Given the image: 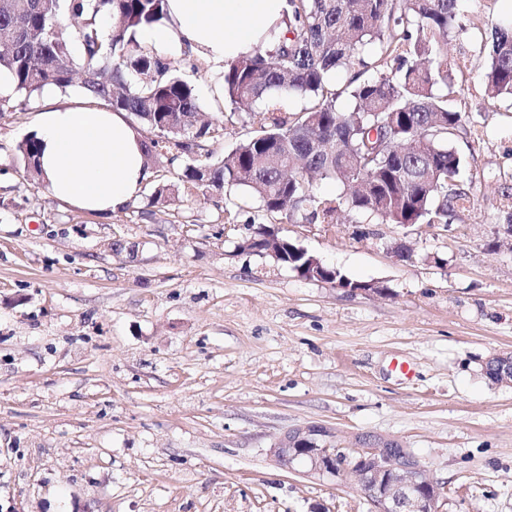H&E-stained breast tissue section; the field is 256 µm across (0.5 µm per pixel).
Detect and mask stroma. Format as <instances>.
Masks as SVG:
<instances>
[{"mask_svg": "<svg viewBox=\"0 0 512 512\" xmlns=\"http://www.w3.org/2000/svg\"><path fill=\"white\" fill-rule=\"evenodd\" d=\"M457 8L448 107L467 198L444 225L294 223L240 187L151 205L257 128L216 111L221 74L188 52L167 61L224 130L149 159L140 198L112 214L33 184L17 151L44 103L82 105L79 88L0 115V512H370L354 485L275 464L307 424L343 448L398 441L443 484L440 512H512V385L482 370L512 353V100L488 95L480 47L512 0ZM259 224L360 290L241 250Z\"/></svg>", "mask_w": 512, "mask_h": 512, "instance_id": "stroma-1", "label": "stroma"}]
</instances>
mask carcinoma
<instances>
[{"label":"carcinoma","instance_id":"obj_1","mask_svg":"<svg viewBox=\"0 0 512 512\" xmlns=\"http://www.w3.org/2000/svg\"><path fill=\"white\" fill-rule=\"evenodd\" d=\"M165 0H0V70L14 79V95L0 97V115L26 106L47 87H79L112 109L132 114L155 132L145 145L187 150L182 137L213 135L199 121L194 88L142 45L137 31L166 18ZM290 13L271 44L224 68V101L260 116L255 134L214 164L184 168V188L244 187L260 207L288 220L333 224L341 208L390 224H446L448 184L459 158L448 148L463 127L448 110V36L458 27L457 0H288ZM486 86L512 98V23L492 29ZM348 75L350 112L336 108L331 84ZM296 98L310 102L290 109ZM30 181L41 182L39 144L18 146ZM347 187L321 196L313 180ZM285 266L303 277L313 269L297 246ZM336 467L363 484L371 460L339 449Z\"/></svg>","mask_w":512,"mask_h":512}]
</instances>
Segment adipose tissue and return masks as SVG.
I'll return each mask as SVG.
<instances>
[{
    "label": "adipose tissue",
    "mask_w": 512,
    "mask_h": 512,
    "mask_svg": "<svg viewBox=\"0 0 512 512\" xmlns=\"http://www.w3.org/2000/svg\"><path fill=\"white\" fill-rule=\"evenodd\" d=\"M166 24L145 28L143 43L227 64L263 42L288 0H165ZM39 164L57 199L86 212L116 211L138 198L149 177L140 131L125 113L84 105L38 115Z\"/></svg>",
    "instance_id": "ef3b65f1"
}]
</instances>
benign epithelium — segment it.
<instances>
[{
	"label": "benign epithelium",
	"mask_w": 512,
	"mask_h": 512,
	"mask_svg": "<svg viewBox=\"0 0 512 512\" xmlns=\"http://www.w3.org/2000/svg\"><path fill=\"white\" fill-rule=\"evenodd\" d=\"M283 241L275 235H265L260 239L245 237L239 243L240 249L262 254H269L280 260ZM485 373L494 380L510 377L506 384H512V357L495 355L484 363ZM335 432L320 425H304L289 430L272 448L278 464L289 472L295 471L293 460L295 449L307 448L311 458L310 475L318 478L336 480L340 472L336 471L334 454L330 451L334 443ZM395 446V441L381 437L366 436L359 441L356 448L362 455L374 463L376 476L370 477L361 487V493L371 505L373 512H407L411 503L420 505V512H439L442 496L441 483L433 478L425 481L412 480L404 482L393 475L386 479L383 472L388 469L386 457L388 449Z\"/></svg>",
	"instance_id": "7a95c632"
}]
</instances>
